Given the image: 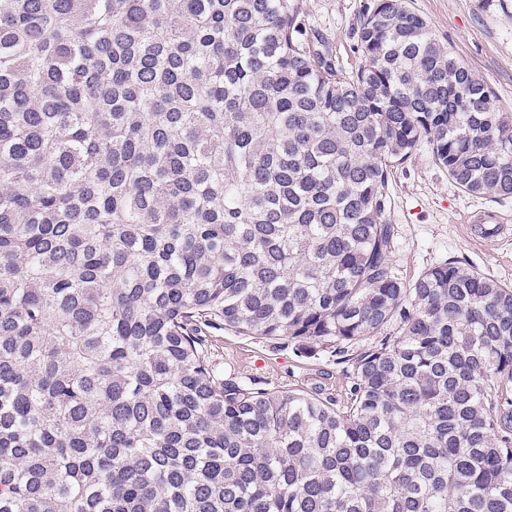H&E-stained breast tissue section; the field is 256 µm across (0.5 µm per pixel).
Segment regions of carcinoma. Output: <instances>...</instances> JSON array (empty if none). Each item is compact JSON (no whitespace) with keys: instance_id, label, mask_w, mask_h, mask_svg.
<instances>
[{"instance_id":"1","label":"carcinoma","mask_w":512,"mask_h":512,"mask_svg":"<svg viewBox=\"0 0 512 512\" xmlns=\"http://www.w3.org/2000/svg\"><path fill=\"white\" fill-rule=\"evenodd\" d=\"M0 0V512H512V289L390 263L424 140L512 196V112L407 0ZM349 358L347 402L205 329ZM309 32L325 42L347 69H357L361 56L356 48L359 18L379 0H299Z\"/></svg>"}]
</instances>
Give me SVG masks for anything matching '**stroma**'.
<instances>
[{
    "instance_id": "obj_1",
    "label": "stroma",
    "mask_w": 512,
    "mask_h": 512,
    "mask_svg": "<svg viewBox=\"0 0 512 512\" xmlns=\"http://www.w3.org/2000/svg\"><path fill=\"white\" fill-rule=\"evenodd\" d=\"M378 0H300L305 24L325 42L346 68H358L361 56L354 32L360 17ZM427 19L434 36L468 66L512 112V0H409ZM393 227L391 262L399 276L416 279L425 269L448 259L473 266L499 285L512 287V235L472 241L464 218L489 211L512 220V197L471 196L455 187L433 160L429 143L392 170ZM208 350L220 372L262 381L267 388L295 389L344 402L350 386L347 364L320 356L299 358L231 331L207 333Z\"/></svg>"
}]
</instances>
